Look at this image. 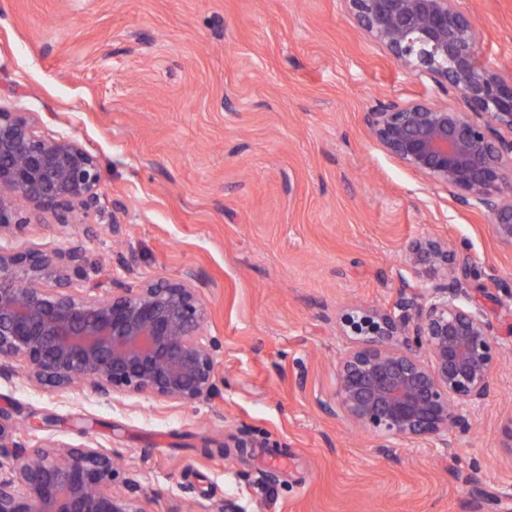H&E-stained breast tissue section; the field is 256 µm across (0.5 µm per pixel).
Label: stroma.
I'll use <instances>...</instances> for the list:
<instances>
[{
    "label": "stroma",
    "mask_w": 512,
    "mask_h": 512,
    "mask_svg": "<svg viewBox=\"0 0 512 512\" xmlns=\"http://www.w3.org/2000/svg\"><path fill=\"white\" fill-rule=\"evenodd\" d=\"M458 3L481 59L512 75V0ZM393 99L456 102L345 0H0V106L73 138L102 174L98 210L0 244L80 248L107 282L195 271L217 362L218 393L195 406L0 377L26 450L111 449L149 512H512V249L369 134L364 113ZM425 235L469 249L505 350L452 455L378 448L316 404L349 343L342 315L394 310ZM46 415L60 425L29 429Z\"/></svg>",
    "instance_id": "obj_1"
}]
</instances>
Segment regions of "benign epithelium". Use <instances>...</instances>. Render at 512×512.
<instances>
[{"label":"benign epithelium","instance_id":"obj_1","mask_svg":"<svg viewBox=\"0 0 512 512\" xmlns=\"http://www.w3.org/2000/svg\"><path fill=\"white\" fill-rule=\"evenodd\" d=\"M369 35L401 65L445 83L457 106L390 101L364 113L369 133L394 159L443 186L455 204L490 217L512 248V78L483 63L476 33L457 0H348ZM99 161L77 141L48 134L0 107V235L33 217L65 226L95 210ZM22 197L32 217H18ZM79 248H0V376L18 362L36 386L79 385L111 397L139 395L191 406L216 387L213 344L204 326L206 284L181 277L107 291L82 275ZM393 312L345 315L350 345L336 362V388L317 398L327 414L351 420L380 448L437 442L455 453L470 412L486 398L503 348L470 288L473 257L431 236L412 241ZM112 452L56 444L35 454L15 440L0 409V512H147L141 485L116 493Z\"/></svg>","mask_w":512,"mask_h":512}]
</instances>
